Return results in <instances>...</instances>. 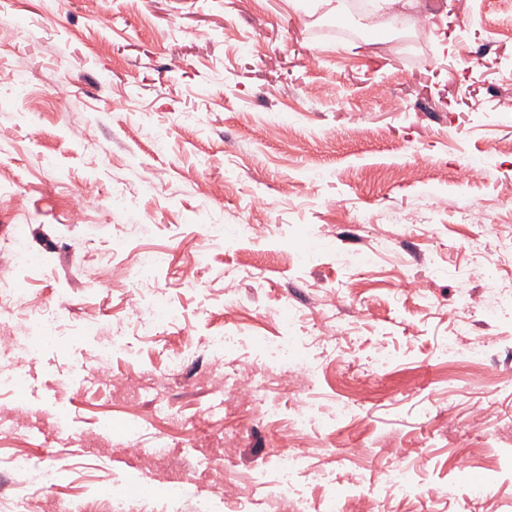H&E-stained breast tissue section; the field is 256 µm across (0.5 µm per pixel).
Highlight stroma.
Instances as JSON below:
<instances>
[{"label": "stroma", "instance_id": "stroma-1", "mask_svg": "<svg viewBox=\"0 0 512 512\" xmlns=\"http://www.w3.org/2000/svg\"><path fill=\"white\" fill-rule=\"evenodd\" d=\"M428 18L438 30L420 42L410 27L395 34L345 8L325 13L316 0L296 10L287 0H0V69L34 76L22 100L0 83V126L15 131L0 144V275L39 299L65 296L60 319L79 329L27 359L22 387L0 388V412L29 413L0 455L57 468L52 485L27 498L28 512L53 501L86 512L101 487L168 481L186 486V500L149 499L146 512L199 502L228 512L218 462L251 486L252 512H268L289 414L301 406L320 415L341 385L355 419L323 444L299 439L306 464L287 490L313 510L337 480L377 496L409 448L414 482L445 498H395L392 512H468L458 471L480 465L482 438H502L512 458V382L452 385L461 365L435 358L464 288L474 301L469 339L492 342V364L512 369V328L481 312L493 282H512V209L501 205L512 194V0H440ZM60 78L74 93L55 106L49 84ZM383 83L387 101L374 97ZM473 162L483 181L459 184ZM89 182L97 189L83 201L86 221L69 224ZM115 196L125 209L111 211ZM474 206L489 228L464 223ZM217 224L275 230L220 241ZM379 234L393 249L364 275L337 265L336 251L370 252ZM479 234L494 262L489 281L468 274ZM19 235L51 269L12 274ZM101 250L116 256L105 275ZM146 250L167 255L150 286L176 311L158 335L126 322ZM195 259L189 284L182 270ZM228 271L240 274L229 292ZM417 281L432 307L408 295ZM336 289L354 321L341 356L306 341ZM220 334L235 351L216 344ZM260 334L290 335L303 361H321L268 415L224 393L243 360L257 386L286 380L287 365L254 343ZM114 337L117 387L96 361ZM380 350L392 368L366 372ZM176 355L181 376L167 369ZM452 419L476 422L470 440L448 433ZM360 442L367 452L356 459L349 450Z\"/></svg>", "mask_w": 512, "mask_h": 512}]
</instances>
